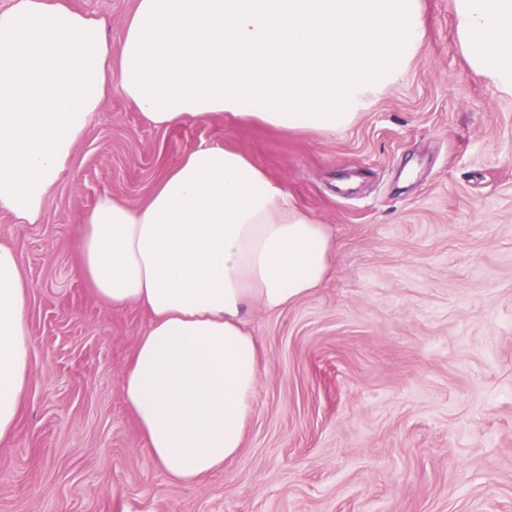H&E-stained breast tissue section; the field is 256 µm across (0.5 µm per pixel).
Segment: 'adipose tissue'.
<instances>
[{"instance_id": "obj_1", "label": "adipose tissue", "mask_w": 512, "mask_h": 512, "mask_svg": "<svg viewBox=\"0 0 512 512\" xmlns=\"http://www.w3.org/2000/svg\"><path fill=\"white\" fill-rule=\"evenodd\" d=\"M473 71L512 89V0H454ZM421 0H136L119 45L72 0L0 9V213L36 224L106 96L171 128L213 114L329 136L397 83L424 44ZM333 239L243 153L203 144L134 207L105 194L79 238L83 276L150 322L124 400L166 477L192 489L239 454L263 346L251 309L278 315L323 284ZM27 284L0 243V442L32 381Z\"/></svg>"}]
</instances>
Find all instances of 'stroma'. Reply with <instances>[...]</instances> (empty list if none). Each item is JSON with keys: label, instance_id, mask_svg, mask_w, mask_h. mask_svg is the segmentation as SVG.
Masks as SVG:
<instances>
[{"label": "stroma", "instance_id": "obj_1", "mask_svg": "<svg viewBox=\"0 0 512 512\" xmlns=\"http://www.w3.org/2000/svg\"><path fill=\"white\" fill-rule=\"evenodd\" d=\"M119 43L135 0H73ZM404 77L331 136L222 116L147 124L120 91L37 224L0 214L19 253L33 382L0 444V512H512V91L477 75L454 0H422ZM202 144L248 155L332 232L322 288L253 311L264 346L238 457L170 483L122 395L149 324L100 303L77 235L109 194L139 206Z\"/></svg>", "mask_w": 512, "mask_h": 512}]
</instances>
